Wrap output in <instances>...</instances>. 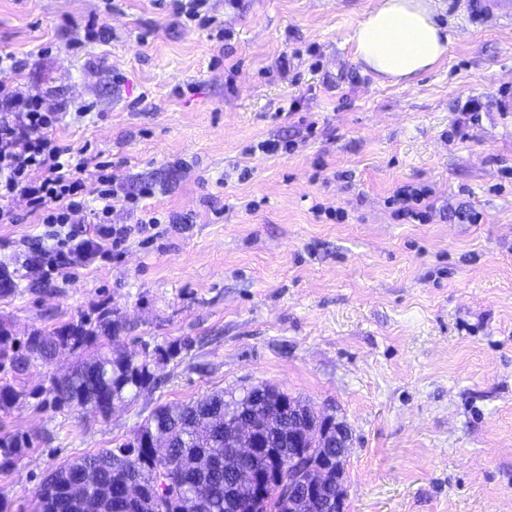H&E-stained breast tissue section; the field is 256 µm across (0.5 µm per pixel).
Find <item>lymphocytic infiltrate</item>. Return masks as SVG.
<instances>
[{
  "label": "lymphocytic infiltrate",
  "instance_id": "f902f5d3",
  "mask_svg": "<svg viewBox=\"0 0 512 512\" xmlns=\"http://www.w3.org/2000/svg\"><path fill=\"white\" fill-rule=\"evenodd\" d=\"M25 65L15 54L0 52V224L17 223L13 202L25 199L45 229L21 239L16 262L36 279L74 277L119 255L136 234L158 225V218L147 214L131 224L112 221L116 207L150 198L154 191L146 185L138 195L125 194L111 162L89 145L61 143L55 131L62 112L42 93L25 95L13 84ZM86 210L90 225L75 223Z\"/></svg>",
  "mask_w": 512,
  "mask_h": 512
}]
</instances>
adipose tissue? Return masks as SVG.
Masks as SVG:
<instances>
[{
	"mask_svg": "<svg viewBox=\"0 0 512 512\" xmlns=\"http://www.w3.org/2000/svg\"><path fill=\"white\" fill-rule=\"evenodd\" d=\"M352 40L357 62L395 84L435 69L448 51V32L436 19L434 0H378Z\"/></svg>",
	"mask_w": 512,
	"mask_h": 512,
	"instance_id": "ef3b65f1",
	"label": "adipose tissue"
}]
</instances>
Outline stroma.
Here are the masks:
<instances>
[{"instance_id": "stroma-1", "label": "stroma", "mask_w": 512, "mask_h": 512, "mask_svg": "<svg viewBox=\"0 0 512 512\" xmlns=\"http://www.w3.org/2000/svg\"><path fill=\"white\" fill-rule=\"evenodd\" d=\"M375 4L210 0L201 26L161 0H0V51L30 60L18 91L66 112L58 137L101 151L125 193L153 186L161 220L41 281L12 262L43 231L15 200L0 267L20 288L0 319L23 339L107 308L122 349L180 348L108 418L30 397L0 411V434L32 441L0 471L12 512H38L48 471L132 438L156 405L259 385L349 427L344 512H512V27L439 8L443 63L383 83L350 40ZM102 12L111 40L77 44ZM268 139L283 151L256 152ZM424 185L428 220L400 219L396 191Z\"/></svg>"}]
</instances>
